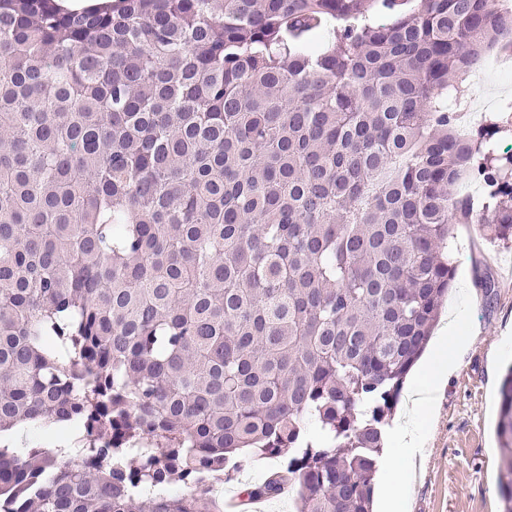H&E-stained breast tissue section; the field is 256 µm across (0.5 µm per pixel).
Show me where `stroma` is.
<instances>
[{
	"mask_svg": "<svg viewBox=\"0 0 512 512\" xmlns=\"http://www.w3.org/2000/svg\"><path fill=\"white\" fill-rule=\"evenodd\" d=\"M498 58L465 88L469 108L485 115L499 99H512V52ZM453 236L457 271L441 322L459 324L466 340L425 421V452L411 466L405 495L409 512H502L496 422L502 378L512 366V243L485 240L467 224L455 225ZM482 278L491 290L478 288ZM281 464L248 457L219 488L226 512H292L291 488L273 500L239 503L243 484L263 481Z\"/></svg>",
	"mask_w": 512,
	"mask_h": 512,
	"instance_id": "obj_1",
	"label": "stroma"
}]
</instances>
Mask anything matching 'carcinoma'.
<instances>
[{
    "instance_id": "obj_1",
    "label": "carcinoma",
    "mask_w": 512,
    "mask_h": 512,
    "mask_svg": "<svg viewBox=\"0 0 512 512\" xmlns=\"http://www.w3.org/2000/svg\"><path fill=\"white\" fill-rule=\"evenodd\" d=\"M494 48L512 0H0V512H224L246 450L249 500L373 512L452 225L512 242V103L462 131ZM282 465L280 458H268L266 456H250L244 462V466L236 475V478L230 481H224L219 487L217 497L223 501L224 512H291L293 510V497L296 490L288 486V489L276 499L268 501H258L248 503L245 506H239L233 509L242 498L239 495L243 483L262 482L271 472L277 470Z\"/></svg>"
}]
</instances>
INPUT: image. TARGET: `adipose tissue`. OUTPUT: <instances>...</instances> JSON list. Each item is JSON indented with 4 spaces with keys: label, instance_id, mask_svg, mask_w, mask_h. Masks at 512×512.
Wrapping results in <instances>:
<instances>
[{
    "label": "adipose tissue",
    "instance_id": "1",
    "mask_svg": "<svg viewBox=\"0 0 512 512\" xmlns=\"http://www.w3.org/2000/svg\"><path fill=\"white\" fill-rule=\"evenodd\" d=\"M461 342L460 332L454 329L441 338L420 369L409 396L410 405L406 415L392 429L391 436L399 452L382 461L386 512L406 510L401 497L409 478L404 458L414 455L423 446L421 421L430 411L441 382L454 368L456 351Z\"/></svg>",
    "mask_w": 512,
    "mask_h": 512
}]
</instances>
